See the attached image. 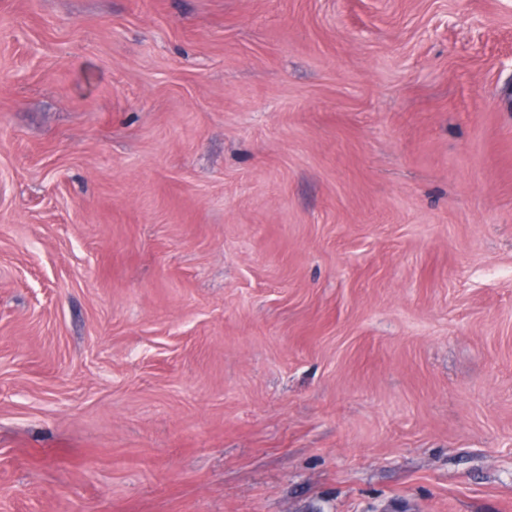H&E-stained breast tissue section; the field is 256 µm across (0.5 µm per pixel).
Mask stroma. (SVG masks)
I'll list each match as a JSON object with an SVG mask.
<instances>
[{"mask_svg": "<svg viewBox=\"0 0 512 512\" xmlns=\"http://www.w3.org/2000/svg\"><path fill=\"white\" fill-rule=\"evenodd\" d=\"M0 512H512V0H0Z\"/></svg>", "mask_w": 512, "mask_h": 512, "instance_id": "obj_1", "label": "stroma"}]
</instances>
